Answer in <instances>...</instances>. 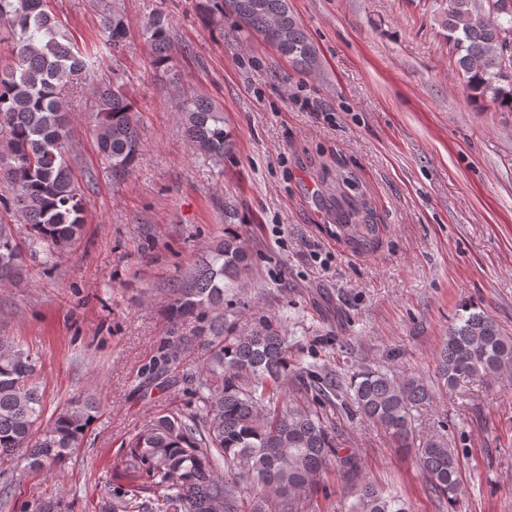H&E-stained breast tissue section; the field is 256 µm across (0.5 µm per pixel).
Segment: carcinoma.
Here are the masks:
<instances>
[{"instance_id":"obj_1","label":"carcinoma","mask_w":512,"mask_h":512,"mask_svg":"<svg viewBox=\"0 0 512 512\" xmlns=\"http://www.w3.org/2000/svg\"><path fill=\"white\" fill-rule=\"evenodd\" d=\"M250 33L267 37L275 25L276 49L302 71L314 69L316 50L290 11L288 0H214ZM452 46L457 73L471 99L512 110V57L502 44L512 35V9L495 16L483 0H448L435 15ZM0 24L12 38V63L0 70V182L10 195L0 204L29 229L28 249L51 258L80 238L85 202L73 180L63 148L70 136L63 87L87 64L48 11L47 0H0ZM102 26L111 49L123 50L129 26L112 13ZM153 62L173 67L168 19L154 14L143 30ZM97 143L120 181L134 173L143 144L134 107L123 87L98 91ZM185 134L198 155L222 159L232 146L224 111L209 98L179 99ZM337 233L352 244L370 243L376 227L367 203L341 192ZM253 272V259L238 236L207 244L191 271L168 289L173 323L193 324L190 336L168 344L153 368L169 371L184 351L201 341L210 348L198 377L197 406L172 409L149 419L112 460V471L130 485L112 491L107 512H302L301 504L321 476L337 469L356 476L360 463L340 455L336 431L307 392L290 387L292 367L286 337L267 319L240 326L224 313V289ZM21 246L14 229L0 224V282L24 280ZM37 357L9 336H0V466L16 454L29 468L61 471L84 442L101 407L96 397L74 398L57 408L39 434L43 415ZM512 369V337L482 312L459 315L448 328L436 358L435 382L391 375L372 368L348 386L327 377L328 393L345 397L360 419L388 430L402 448H413L430 491L458 502L460 459L448 438L417 434L412 410L428 405L439 391L461 381ZM346 512H412L406 500L362 480Z\"/></svg>"}]
</instances>
